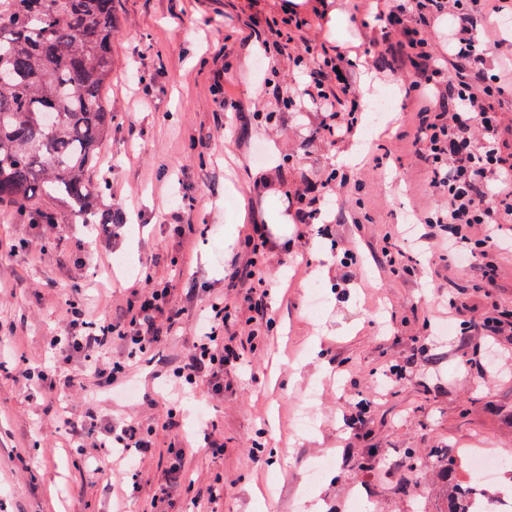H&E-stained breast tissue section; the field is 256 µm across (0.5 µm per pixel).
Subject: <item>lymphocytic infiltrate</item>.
<instances>
[{"instance_id": "obj_1", "label": "lymphocytic infiltrate", "mask_w": 512, "mask_h": 512, "mask_svg": "<svg viewBox=\"0 0 512 512\" xmlns=\"http://www.w3.org/2000/svg\"><path fill=\"white\" fill-rule=\"evenodd\" d=\"M360 9L380 30L385 52L396 59L407 95H424L448 68L456 70V81L448 86L447 106L417 112L415 143L431 166L434 193L446 201L430 221L426 240L452 254L467 251L469 260H476L479 250L500 247L499 221L512 218V153L504 151L499 137L504 115L492 103L493 97L512 92V34L504 35L497 26L499 14L512 10V0H362ZM428 13L449 19L446 50H439L412 24L413 15ZM351 68L344 52L322 47L306 89L320 113L315 135L338 141L356 127L358 119L351 106L357 88ZM270 239L268 225H251L238 242L247 256L248 270L230 276L231 287L260 308L268 298L262 268L267 264ZM143 282L138 300L129 305L120 323L104 316L91 318L78 303H68L63 335L48 342L54 354L52 364L21 367L17 378L56 401V432L79 438L81 447L105 448L123 461L131 453L141 457L152 453L159 432H166L170 464L161 473L160 494L153 497L151 507L153 512H167L185 478L188 450L177 410L168 408L157 426L126 417L89 434L84 416L58 403L62 394L81 384L79 374L65 370L74 358H83L84 371L97 384L112 388L132 379L131 366L110 356L114 342L144 356L179 324L184 310L173 302L171 288L149 275ZM229 308L224 296L210 300L192 353L173 371L178 394L223 397L225 366L239 364L242 348L252 343L247 335L240 337L238 346L225 344V333L235 329Z\"/></svg>"}]
</instances>
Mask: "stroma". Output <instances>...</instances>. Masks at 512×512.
Segmentation results:
<instances>
[{
  "instance_id": "35a3bbf8",
  "label": "stroma",
  "mask_w": 512,
  "mask_h": 512,
  "mask_svg": "<svg viewBox=\"0 0 512 512\" xmlns=\"http://www.w3.org/2000/svg\"><path fill=\"white\" fill-rule=\"evenodd\" d=\"M323 13L316 43L354 47L356 82L379 83L359 97V121L345 139L314 137L318 112L282 103L304 93L296 48L262 54L250 33L288 4ZM115 66L105 91L112 131L92 171L101 209L126 224L96 239L81 224L23 221L0 208V512H149L168 464L167 438L130 458L137 483L112 496L105 448H73L55 436L48 396L16 381L18 364L44 361L63 328L65 302L121 321L143 271L174 289L185 313L175 333L140 366V389L123 401L99 389L96 425L133 416L154 420L172 369L187 358L197 322L241 262L248 224L270 225L267 311L239 301L240 334L262 328L256 349L224 371L222 399L181 403L191 443L210 416L224 452H198L187 467L197 492L223 480L203 512H442L445 494L469 482L471 448L512 449V246L491 251L496 286L480 269L428 247L425 219L438 203L431 168L408 123L447 98L446 85L406 97L377 30L362 27L350 0H114ZM394 100L375 113L380 96ZM324 188L328 235L302 228L290 207ZM193 223L192 239L174 227ZM399 239H390L393 230ZM406 251L413 273L379 264L385 247ZM358 263L342 267L344 250ZM324 302L309 303L310 287ZM506 313L498 336L474 322ZM311 408L316 425L299 428ZM263 445L260 462L252 448ZM422 458L412 467L410 456ZM330 460L315 485L312 461Z\"/></svg>"
}]
</instances>
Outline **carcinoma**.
<instances>
[{"label":"carcinoma","instance_id":"obj_1","mask_svg":"<svg viewBox=\"0 0 512 512\" xmlns=\"http://www.w3.org/2000/svg\"><path fill=\"white\" fill-rule=\"evenodd\" d=\"M112 0H0V207L110 224L89 172L112 131Z\"/></svg>","mask_w":512,"mask_h":512}]
</instances>
